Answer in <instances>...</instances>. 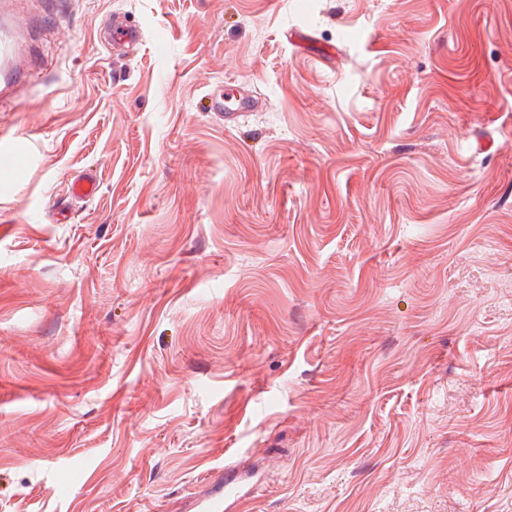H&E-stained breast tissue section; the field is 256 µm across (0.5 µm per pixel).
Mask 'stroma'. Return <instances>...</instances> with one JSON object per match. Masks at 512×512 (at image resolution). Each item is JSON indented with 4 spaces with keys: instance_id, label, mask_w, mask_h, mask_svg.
Returning a JSON list of instances; mask_svg holds the SVG:
<instances>
[{
    "instance_id": "35a3bbf8",
    "label": "stroma",
    "mask_w": 512,
    "mask_h": 512,
    "mask_svg": "<svg viewBox=\"0 0 512 512\" xmlns=\"http://www.w3.org/2000/svg\"><path fill=\"white\" fill-rule=\"evenodd\" d=\"M60 9L0 99V512H512V0ZM142 40L139 29L128 24L120 16L114 15L112 21V43L119 51L123 46L139 44ZM263 106L258 98L248 95L238 86L231 85L210 100L209 109L216 112L224 123L232 124L241 115V112H253ZM99 188L100 180L97 174L90 170L70 183V196L75 198L91 197L97 194ZM242 500V496L234 488H223L201 499L194 512H224L230 511Z\"/></svg>"
}]
</instances>
